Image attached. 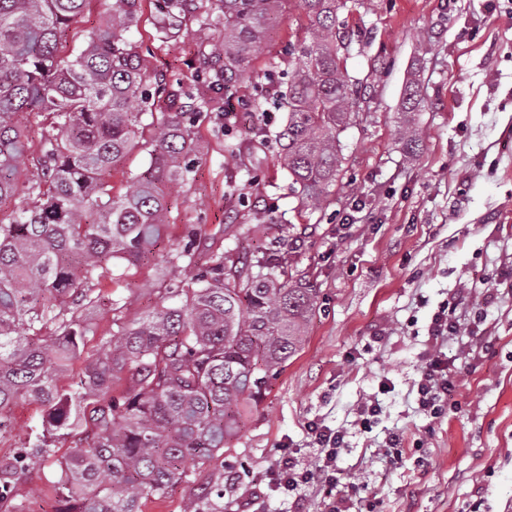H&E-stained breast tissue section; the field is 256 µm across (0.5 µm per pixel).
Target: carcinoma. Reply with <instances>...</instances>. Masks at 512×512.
I'll return each instance as SVG.
<instances>
[{"label": "carcinoma", "instance_id": "1", "mask_svg": "<svg viewBox=\"0 0 512 512\" xmlns=\"http://www.w3.org/2000/svg\"><path fill=\"white\" fill-rule=\"evenodd\" d=\"M87 0H0V201L17 190L16 162L28 151L24 123L42 115L40 176L26 186L31 209L0 218V435L19 401L42 407L41 428L0 458V512H28L18 486L55 463V512H141L144 497H162L189 481L186 461L217 462L246 426L267 381L303 345L316 313V289L288 279L291 245L279 239L243 246L250 229L224 225L231 245L207 254L206 231L184 226L178 247L158 269L163 305L128 323L114 300L112 335L85 351L84 311L104 301L95 285L126 264L148 261L167 224L166 191L193 171L192 127L206 115L222 121V98L175 76L146 84L130 33L141 0H112L111 13L71 53L63 41ZM168 30L188 14L200 26L222 25L224 52L212 51L204 82L229 91L264 52L268 30L292 0H156ZM306 35L288 43V69H270L272 98L255 106L288 113L272 135L254 129L248 154L279 144L304 204L328 205L344 161L339 134L364 118L365 91L340 67L354 38L336 28L346 0H300ZM163 100L172 111L142 142V117ZM148 168L129 192L112 195L107 176L140 144ZM191 273L192 288L179 273ZM81 363L74 381L60 373ZM123 382L121 392L112 385ZM90 426L68 455L56 441ZM224 486L200 484L184 512H219Z\"/></svg>", "mask_w": 512, "mask_h": 512}]
</instances>
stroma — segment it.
Returning a JSON list of instances; mask_svg holds the SVG:
<instances>
[{
  "instance_id": "1",
  "label": "stroma",
  "mask_w": 512,
  "mask_h": 512,
  "mask_svg": "<svg viewBox=\"0 0 512 512\" xmlns=\"http://www.w3.org/2000/svg\"><path fill=\"white\" fill-rule=\"evenodd\" d=\"M338 17L365 34L341 62L367 88V118L340 134L345 162L329 207L301 203L278 147L257 151L252 180L235 150L249 126L276 132L287 122L250 102L256 90L274 94L265 72L287 66L289 42L304 34L305 12L291 0L249 79L225 98L226 128L196 122L192 178L166 197L169 235L148 264L116 267L100 287L131 322L157 307V270L183 225L212 235L248 224L257 243L289 228L294 268L313 282L317 311L301 350L224 451V512L247 500L255 512H291L287 494L268 491L266 471L283 448L306 464L318 458L311 421L346 434L337 466L362 482L356 512H512V0H348ZM130 38L152 83L177 73L195 84L223 43L220 27L190 17L163 33L154 0H142ZM411 84L422 101L406 110ZM402 126L420 131L417 147L398 140ZM460 291L497 299L442 345L458 382L447 414L433 418L415 382L431 352V318ZM374 399L380 412L365 432L360 410ZM393 433L403 438L394 464L385 456ZM189 470L191 482L142 500V512H182L212 468ZM56 480L55 466H42L18 494L32 512H54Z\"/></svg>"
}]
</instances>
